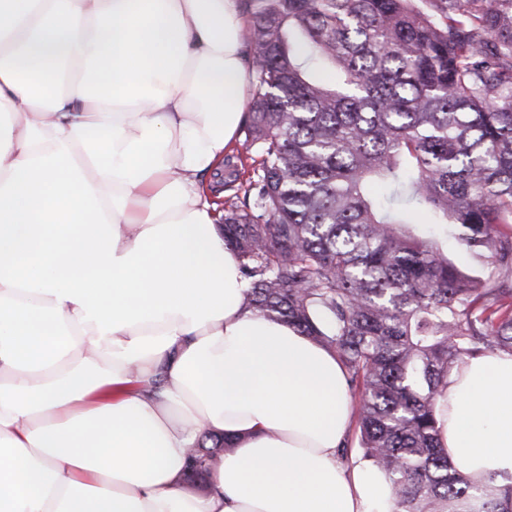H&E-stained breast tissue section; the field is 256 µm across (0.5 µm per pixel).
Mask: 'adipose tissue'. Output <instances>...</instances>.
Wrapping results in <instances>:
<instances>
[{"label":"adipose tissue","instance_id":"ef3b65f1","mask_svg":"<svg viewBox=\"0 0 512 512\" xmlns=\"http://www.w3.org/2000/svg\"><path fill=\"white\" fill-rule=\"evenodd\" d=\"M240 0H0V512H394L342 463L335 354L241 304L203 179L243 120ZM448 457L512 481V355L453 372ZM233 439L206 491L202 430Z\"/></svg>","mask_w":512,"mask_h":512}]
</instances>
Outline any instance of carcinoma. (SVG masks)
<instances>
[{
	"label": "carcinoma",
	"mask_w": 512,
	"mask_h": 512,
	"mask_svg": "<svg viewBox=\"0 0 512 512\" xmlns=\"http://www.w3.org/2000/svg\"><path fill=\"white\" fill-rule=\"evenodd\" d=\"M242 194L217 202L242 305L336 353L395 512H512L440 445L467 358L512 355V0H245ZM455 240L482 266L462 271ZM232 450L203 432L186 480Z\"/></svg>",
	"instance_id": "cac0c4a2"
}]
</instances>
